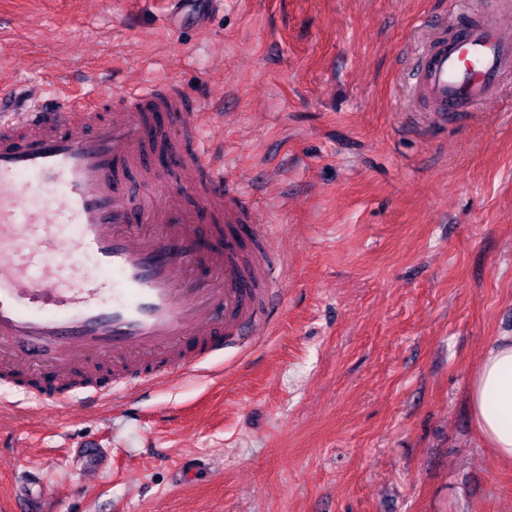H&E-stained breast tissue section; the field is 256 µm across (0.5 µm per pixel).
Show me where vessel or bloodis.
Masks as SVG:
<instances>
[{
	"label": "vessel or blood",
	"mask_w": 512,
	"mask_h": 512,
	"mask_svg": "<svg viewBox=\"0 0 512 512\" xmlns=\"http://www.w3.org/2000/svg\"><path fill=\"white\" fill-rule=\"evenodd\" d=\"M510 72L512 41L476 20L422 56L418 100L444 125ZM197 120L171 83L0 107V382L60 404L137 397L267 324L283 262Z\"/></svg>",
	"instance_id": "1"
}]
</instances>
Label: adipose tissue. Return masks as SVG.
I'll return each instance as SVG.
<instances>
[{
  "label": "adipose tissue",
  "instance_id": "1",
  "mask_svg": "<svg viewBox=\"0 0 512 512\" xmlns=\"http://www.w3.org/2000/svg\"><path fill=\"white\" fill-rule=\"evenodd\" d=\"M471 416L483 441L512 462V337L490 348L469 387Z\"/></svg>",
  "mask_w": 512,
  "mask_h": 512
}]
</instances>
